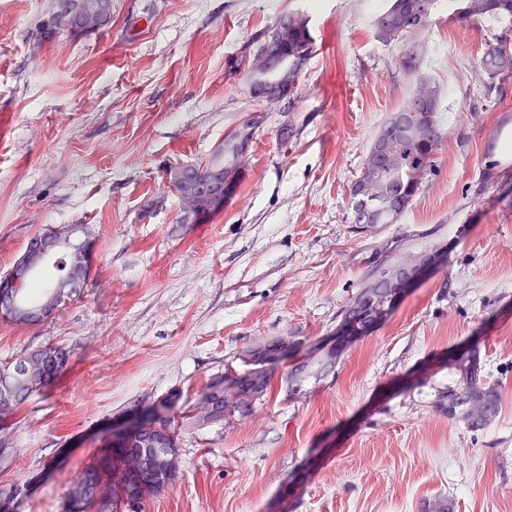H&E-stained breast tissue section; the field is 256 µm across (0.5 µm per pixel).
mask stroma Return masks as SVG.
Instances as JSON below:
<instances>
[{
  "instance_id": "35a3bbf8",
  "label": "stroma",
  "mask_w": 512,
  "mask_h": 512,
  "mask_svg": "<svg viewBox=\"0 0 512 512\" xmlns=\"http://www.w3.org/2000/svg\"><path fill=\"white\" fill-rule=\"evenodd\" d=\"M54 4L0 0V276L48 226L93 225L96 257L54 318L0 319V364L70 354L0 420L9 512H61L114 428L174 392L188 409L255 340L333 334L376 265L439 246L447 265L305 398L276 380L248 418L183 435L179 477L146 512H418L435 497L512 512V77L491 90L480 70L512 19L435 11L421 71L447 136L398 223L360 232L350 185L414 82L375 37L384 0H112L111 27L83 35L52 27ZM291 10L315 40L297 96L254 98L231 64ZM249 118L236 196L183 222L169 167L205 162ZM462 347L501 387L477 433L435 404Z\"/></svg>"
}]
</instances>
